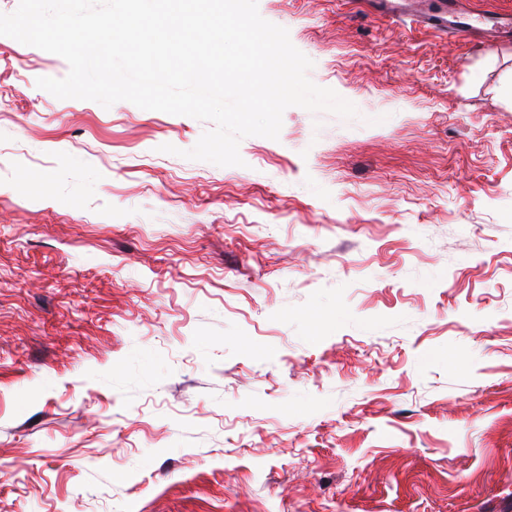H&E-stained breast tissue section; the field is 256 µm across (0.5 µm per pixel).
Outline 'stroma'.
I'll list each match as a JSON object with an SVG mask.
<instances>
[{
	"label": "stroma",
	"instance_id": "stroma-1",
	"mask_svg": "<svg viewBox=\"0 0 512 512\" xmlns=\"http://www.w3.org/2000/svg\"><path fill=\"white\" fill-rule=\"evenodd\" d=\"M258 10L358 115L240 167L0 36V512H512V37Z\"/></svg>",
	"mask_w": 512,
	"mask_h": 512
}]
</instances>
